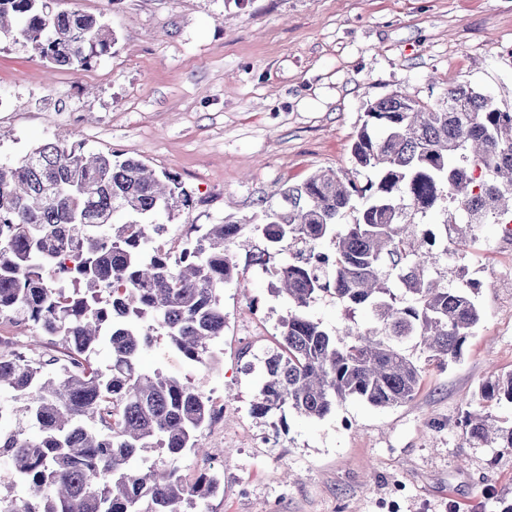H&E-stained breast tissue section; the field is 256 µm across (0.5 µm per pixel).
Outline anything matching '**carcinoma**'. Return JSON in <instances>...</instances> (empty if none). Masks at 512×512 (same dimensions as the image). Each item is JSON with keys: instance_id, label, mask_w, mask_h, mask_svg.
<instances>
[{"instance_id": "cac0c4a2", "label": "carcinoma", "mask_w": 512, "mask_h": 512, "mask_svg": "<svg viewBox=\"0 0 512 512\" xmlns=\"http://www.w3.org/2000/svg\"><path fill=\"white\" fill-rule=\"evenodd\" d=\"M51 2L0 0V34L72 70L109 52L106 21ZM351 154L344 176L322 172L282 190L259 223L208 225L186 260L154 245L164 232L157 216L192 206L177 176L60 140L0 162V324L23 321L53 347L39 357L0 349V394L9 398L0 402V459L35 489L27 500L0 497V512H185L218 493V472L187 484L179 469L187 452L208 457L197 433L213 418L210 399L139 359L161 331L187 363H219L210 344L224 335L221 292L235 279V249L254 232L265 240L260 261L285 243L313 251L327 240L330 250L280 268L271 292L288 314L277 348L261 358L253 414L322 419L348 399L400 406L420 381L409 343L437 359L461 354L482 311L468 285L433 275L432 246L459 251L479 225L512 222V112L464 85L436 108L393 93L364 112ZM442 201L455 215L441 235L422 238L418 218ZM62 235L80 288L52 279ZM324 295L365 308L371 327H323L308 308ZM103 343L104 367L95 359ZM479 393L482 409L463 420L467 440L512 449V426L495 425L490 411L512 403V373L488 378ZM23 419L37 435L25 434ZM157 450L163 471L147 463Z\"/></svg>"}]
</instances>
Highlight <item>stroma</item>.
<instances>
[{
    "label": "stroma",
    "mask_w": 512,
    "mask_h": 512,
    "mask_svg": "<svg viewBox=\"0 0 512 512\" xmlns=\"http://www.w3.org/2000/svg\"><path fill=\"white\" fill-rule=\"evenodd\" d=\"M100 16L117 41L86 69L53 67L0 40V161L54 140L176 174L194 199L167 232L259 215L311 175L352 167L368 105L399 92L437 106L451 85L512 111V0H55ZM225 285L216 369L173 361L166 336L141 358L209 396L198 434L219 493L190 512H504L512 450L466 445L465 412L491 375L512 372V240L484 225L448 278L475 281L483 320L459 360L408 352L414 399L349 400L324 419L254 417L260 360L287 303L254 255Z\"/></svg>",
    "instance_id": "1"
}]
</instances>
